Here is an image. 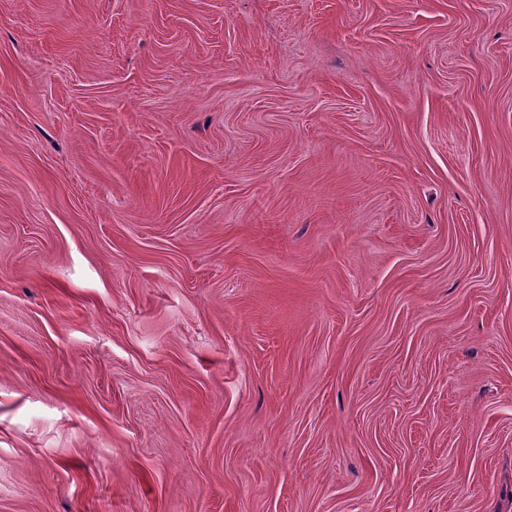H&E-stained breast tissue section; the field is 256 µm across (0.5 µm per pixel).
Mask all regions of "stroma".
<instances>
[{"mask_svg":"<svg viewBox=\"0 0 512 512\" xmlns=\"http://www.w3.org/2000/svg\"><path fill=\"white\" fill-rule=\"evenodd\" d=\"M0 512H512V0H0Z\"/></svg>","mask_w":512,"mask_h":512,"instance_id":"obj_1","label":"stroma"}]
</instances>
